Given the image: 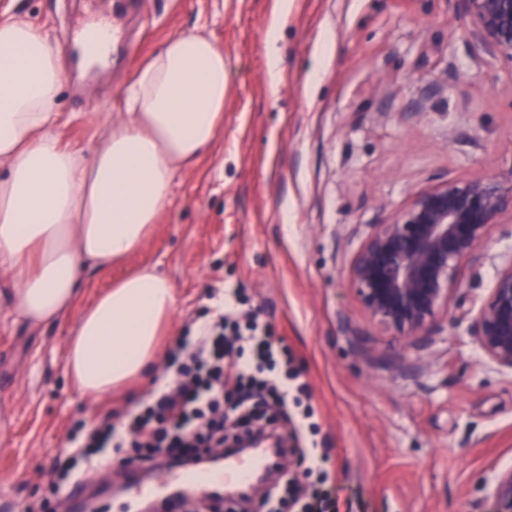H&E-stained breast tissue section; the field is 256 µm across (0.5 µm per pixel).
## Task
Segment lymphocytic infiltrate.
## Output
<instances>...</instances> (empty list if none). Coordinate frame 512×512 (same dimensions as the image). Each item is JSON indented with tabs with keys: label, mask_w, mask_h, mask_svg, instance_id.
Here are the masks:
<instances>
[{
	"label": "lymphocytic infiltrate",
	"mask_w": 512,
	"mask_h": 512,
	"mask_svg": "<svg viewBox=\"0 0 512 512\" xmlns=\"http://www.w3.org/2000/svg\"><path fill=\"white\" fill-rule=\"evenodd\" d=\"M240 289L225 290L209 320L195 334L178 337L168 351L165 372L154 380L149 401L120 422L104 419L86 431L71 454H57L50 470L67 485L83 466L112 460L149 465L216 467L226 448L247 439L281 440L290 426L294 440L314 430L312 411L290 415L291 398L308 394L301 373L289 369V353L270 324L238 320ZM302 475L319 473L326 449H300ZM302 475L281 471L268 485L258 512H326V492L309 491Z\"/></svg>",
	"instance_id": "1"
}]
</instances>
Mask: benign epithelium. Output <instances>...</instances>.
Wrapping results in <instances>:
<instances>
[{"label":"benign epithelium","mask_w":512,"mask_h":512,"mask_svg":"<svg viewBox=\"0 0 512 512\" xmlns=\"http://www.w3.org/2000/svg\"><path fill=\"white\" fill-rule=\"evenodd\" d=\"M487 55L512 63V0H459ZM512 212V177L447 180L417 193L392 220L372 224L346 275L370 322L400 345H425L462 288L460 271L482 257L500 217ZM484 358L512 373V257L479 305L465 312ZM490 512H512V468L484 483Z\"/></svg>","instance_id":"benign-epithelium-1"}]
</instances>
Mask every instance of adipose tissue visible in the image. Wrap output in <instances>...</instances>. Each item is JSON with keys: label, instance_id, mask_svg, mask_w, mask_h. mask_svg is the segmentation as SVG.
Wrapping results in <instances>:
<instances>
[{"label": "adipose tissue", "instance_id": "ef3b65f1", "mask_svg": "<svg viewBox=\"0 0 512 512\" xmlns=\"http://www.w3.org/2000/svg\"><path fill=\"white\" fill-rule=\"evenodd\" d=\"M65 79L45 30L0 21V267L19 316L35 326L69 311L87 272L110 271L140 248L172 202L175 174L211 150L224 121V50L200 29L140 65L126 120L87 155L53 131ZM175 304L171 283L149 268L99 295L68 344L76 389L102 399L144 372Z\"/></svg>", "mask_w": 512, "mask_h": 512}]
</instances>
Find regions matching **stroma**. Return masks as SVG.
<instances>
[{
	"mask_svg": "<svg viewBox=\"0 0 512 512\" xmlns=\"http://www.w3.org/2000/svg\"><path fill=\"white\" fill-rule=\"evenodd\" d=\"M84 0H0L68 48ZM124 52L100 74L70 71L56 102L61 143L90 152L126 118L139 64L168 38L206 28L224 48V128L174 180L141 246L85 274L61 319L17 314L0 268V512H64L49 471L107 415L146 400L169 344L243 289L283 337L310 387L330 457L328 512H483V483L512 466V374L498 371L458 309L424 347L371 324L346 272L369 225L448 178L512 173V65L477 55L457 0H140L114 19ZM458 294L480 302L512 256L504 215ZM150 266L176 292L151 374L83 397L65 373L81 311Z\"/></svg>",
	"mask_w": 512,
	"mask_h": 512,
	"instance_id": "1",
	"label": "stroma"
}]
</instances>
